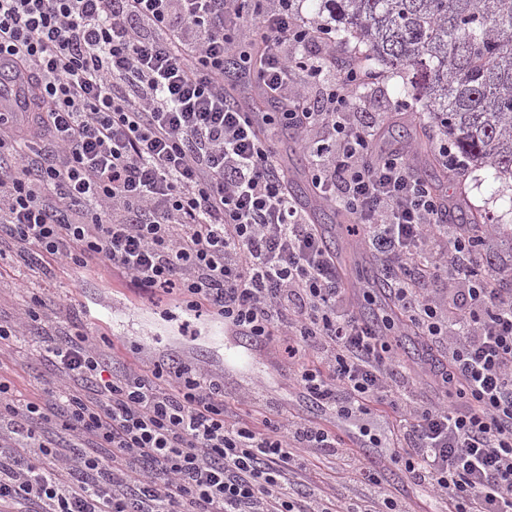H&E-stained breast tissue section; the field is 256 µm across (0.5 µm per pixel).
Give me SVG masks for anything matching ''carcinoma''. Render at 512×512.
I'll use <instances>...</instances> for the list:
<instances>
[{
    "label": "carcinoma",
    "mask_w": 512,
    "mask_h": 512,
    "mask_svg": "<svg viewBox=\"0 0 512 512\" xmlns=\"http://www.w3.org/2000/svg\"><path fill=\"white\" fill-rule=\"evenodd\" d=\"M338 43L363 46L362 69L389 65L412 87L424 129L448 138L458 170L512 182V0H318ZM336 253L347 228L329 214ZM448 221L481 229L464 187Z\"/></svg>",
    "instance_id": "cac0c4a2"
}]
</instances>
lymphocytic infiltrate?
Wrapping results in <instances>:
<instances>
[{"mask_svg":"<svg viewBox=\"0 0 512 512\" xmlns=\"http://www.w3.org/2000/svg\"><path fill=\"white\" fill-rule=\"evenodd\" d=\"M327 34L298 0H0V66L38 90L36 111L0 116V246L25 248L37 274L120 270L255 347L280 344L326 411L394 415L392 461L443 512H512V288L483 276L484 236L449 224L406 154H374L375 124L353 111L364 73L323 80ZM248 38L318 196L354 215L386 271L396 335L444 350V403L407 391L272 144L228 99L224 67ZM307 44L318 53L300 54ZM316 81L313 102L303 86ZM45 307L31 296L29 338L67 384L26 400L0 380V512H408L335 430L239 420L200 367L116 372L88 334L47 333ZM302 451L333 459L364 497L303 490Z\"/></svg>","mask_w":512,"mask_h":512,"instance_id":"1","label":"lymphocytic infiltrate"}]
</instances>
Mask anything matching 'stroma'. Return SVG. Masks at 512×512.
<instances>
[{
  "instance_id": "1",
  "label": "stroma",
  "mask_w": 512,
  "mask_h": 512,
  "mask_svg": "<svg viewBox=\"0 0 512 512\" xmlns=\"http://www.w3.org/2000/svg\"><path fill=\"white\" fill-rule=\"evenodd\" d=\"M403 80L384 66L362 90L356 109L374 113L379 125L377 149L386 152L398 130H415L421 115L400 108ZM469 202L492 224H511L512 211L505 201L512 185L493 180L489 170L470 168L461 176ZM26 268L14 249L0 252V321H18L24 301L15 279ZM49 299L69 306V315L54 319V327L70 332L104 335L114 348L118 367L135 370L158 360H175L212 371L224 382V399L241 416L259 409L281 415L296 413L314 423L335 428L345 440L353 435L344 419L324 412L302 396L288 375V358L271 346L253 355L245 337L225 334L221 322L194 319L182 313L177 297L159 293L147 298L134 288L127 276L115 271L105 275L91 268L56 265L45 283ZM0 375L10 378L19 390L37 393L58 383L60 373L49 361L40 359L26 342L0 350ZM379 444H366V461L379 465L387 493L404 500L409 512H433L434 501L415 489L406 473L384 459L385 443L395 436V422L387 416H371L367 422Z\"/></svg>"
}]
</instances>
